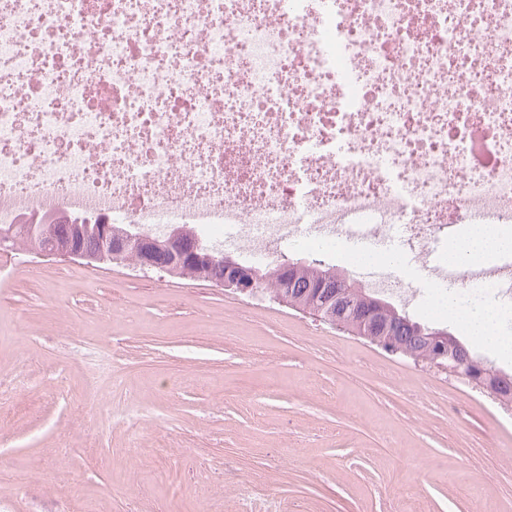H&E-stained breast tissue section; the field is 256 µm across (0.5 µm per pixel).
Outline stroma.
<instances>
[{"instance_id":"stroma-1","label":"stroma","mask_w":512,"mask_h":512,"mask_svg":"<svg viewBox=\"0 0 512 512\" xmlns=\"http://www.w3.org/2000/svg\"><path fill=\"white\" fill-rule=\"evenodd\" d=\"M0 378V512H512V406L266 295L0 250Z\"/></svg>"}]
</instances>
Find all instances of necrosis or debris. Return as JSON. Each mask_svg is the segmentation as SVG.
<instances>
[{"label":"necrosis or debris","instance_id":"1","mask_svg":"<svg viewBox=\"0 0 512 512\" xmlns=\"http://www.w3.org/2000/svg\"><path fill=\"white\" fill-rule=\"evenodd\" d=\"M315 2L0 0V224L224 227L272 261L396 232L511 304L512 264L436 252L512 224V0Z\"/></svg>","mask_w":512,"mask_h":512}]
</instances>
